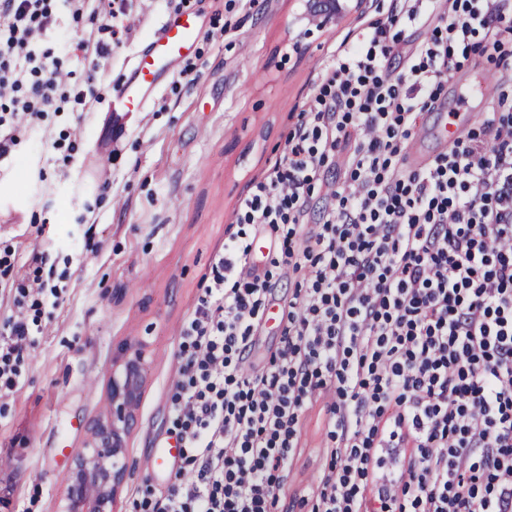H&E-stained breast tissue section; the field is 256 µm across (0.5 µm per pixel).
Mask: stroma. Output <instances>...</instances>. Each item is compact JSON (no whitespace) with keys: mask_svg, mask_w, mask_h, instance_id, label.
I'll return each instance as SVG.
<instances>
[{"mask_svg":"<svg viewBox=\"0 0 512 512\" xmlns=\"http://www.w3.org/2000/svg\"><path fill=\"white\" fill-rule=\"evenodd\" d=\"M187 7L201 21L195 48L145 111L122 120L101 105L49 115L54 131H80L70 161L30 129L0 161V250L12 262L0 278V324L16 287L36 269L34 254L45 255L41 274L60 292L58 305L42 307L43 331L20 366L17 389L0 401V512H56L71 454L85 445L89 420L107 408L112 357L125 342L144 345L145 384L139 426L127 442L133 473L118 510L132 512L144 484L166 493L179 464L159 471L151 459L170 436L177 327L195 308L239 197L279 157L289 113L312 94L347 32L386 17L392 0H364L295 54L288 24L299 0H189ZM177 10L175 0H135L101 77L105 94L128 76L134 50L157 23ZM490 77L484 57L465 62L445 87L447 108L427 118L419 156L441 149L433 133L439 122L478 120L485 100L460 106L455 98ZM120 121L121 137L104 141ZM322 417L320 407L308 412L287 495H301L325 460Z\"/></svg>","mask_w":512,"mask_h":512,"instance_id":"35a3bbf8","label":"stroma"}]
</instances>
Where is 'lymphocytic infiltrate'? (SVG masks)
I'll use <instances>...</instances> for the list:
<instances>
[{
    "instance_id": "f902f5d3",
    "label": "lymphocytic infiltrate",
    "mask_w": 512,
    "mask_h": 512,
    "mask_svg": "<svg viewBox=\"0 0 512 512\" xmlns=\"http://www.w3.org/2000/svg\"><path fill=\"white\" fill-rule=\"evenodd\" d=\"M127 2L0 0V159L20 128L101 102ZM64 15L93 23L71 45L89 61L81 76L51 39ZM413 25L422 38L399 50ZM475 52L496 67L479 128L411 161L442 83ZM235 217L179 331L169 416L182 465L140 512H279L317 404L329 460L308 484L311 512H512V0H399L347 37ZM278 273L296 286L258 367L253 331ZM46 289L33 272L0 325L6 391Z\"/></svg>"
}]
</instances>
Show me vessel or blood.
I'll list each match as a JSON object with an SVG mask.
<instances>
[{
  "instance_id": "vessel-or-blood-1",
  "label": "vessel or blood",
  "mask_w": 512,
  "mask_h": 512,
  "mask_svg": "<svg viewBox=\"0 0 512 512\" xmlns=\"http://www.w3.org/2000/svg\"><path fill=\"white\" fill-rule=\"evenodd\" d=\"M200 32L195 13L183 11L161 20L153 35L133 54L129 76L107 106L113 112H141L158 92L162 78L195 46Z\"/></svg>"
}]
</instances>
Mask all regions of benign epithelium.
I'll list each match as a JSON object with an SVG mask.
<instances>
[{
  "label": "benign epithelium",
  "instance_id": "obj_1",
  "mask_svg": "<svg viewBox=\"0 0 512 512\" xmlns=\"http://www.w3.org/2000/svg\"><path fill=\"white\" fill-rule=\"evenodd\" d=\"M362 0H302L303 12L295 21L308 26L292 38L291 49L313 30L336 25L360 7ZM144 388L142 347L124 343L112 361L109 408L89 421V440L74 451L58 512H115L131 475L127 439L137 424L136 409Z\"/></svg>",
  "mask_w": 512,
  "mask_h": 512
}]
</instances>
